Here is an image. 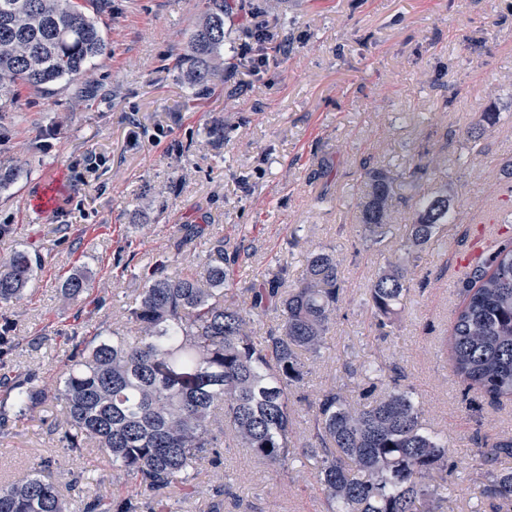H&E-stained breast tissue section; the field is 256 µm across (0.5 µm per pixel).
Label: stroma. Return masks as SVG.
I'll return each instance as SVG.
<instances>
[{
  "label": "stroma",
  "mask_w": 512,
  "mask_h": 512,
  "mask_svg": "<svg viewBox=\"0 0 512 512\" xmlns=\"http://www.w3.org/2000/svg\"><path fill=\"white\" fill-rule=\"evenodd\" d=\"M110 44L95 62L94 93L38 94L20 89L0 114V161L29 160L31 172L0 190V254L26 249L42 265L23 298L0 305V374L63 372L71 338L111 335L126 320L146 276L224 245L238 252L234 292L253 275L288 266L297 283L308 252L334 251L342 298L330 347L292 389L294 441L310 437L309 403L348 380L349 366L377 360L410 388L427 427L448 439L449 512H485L472 480L482 446L512 437V401L470 390L441 355L461 304L456 255L471 248L472 227L498 224L512 206V0H233L224 18V82L204 99L175 67L205 0H84ZM261 12L287 53L254 68L239 54L242 20ZM494 126L471 140L480 113ZM224 129L222 142L208 135ZM96 167L84 164L88 155ZM394 178L397 232L371 244L359 221L364 173ZM52 187L54 207L34 210L33 196ZM452 191L451 218L410 270L400 322L382 335L367 303L381 266L395 260L401 225L422 198ZM203 236L187 240L182 225ZM89 288L63 302L66 278ZM55 402L0 427V483L49 458L50 481L74 507L89 495L149 496L113 473L104 449L68 448ZM204 465L185 512H325L315 465L250 460L221 448Z\"/></svg>",
  "instance_id": "stroma-1"
}]
</instances>
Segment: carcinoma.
<instances>
[{"instance_id":"obj_1","label":"carcinoma","mask_w":512,"mask_h":512,"mask_svg":"<svg viewBox=\"0 0 512 512\" xmlns=\"http://www.w3.org/2000/svg\"><path fill=\"white\" fill-rule=\"evenodd\" d=\"M229 0H207L176 66L199 97L224 82V16ZM109 52L98 21L79 0H0V112L19 88L51 93L87 82ZM360 223L375 243L391 232V184L382 169L365 172ZM448 190L426 199L405 225L403 254L379 269L369 291L378 326H392L409 289V267L448 223ZM41 265L16 250L0 257V303L20 299ZM224 246L201 259V271L152 274L128 309L135 334L117 330L75 343L71 364L53 383L33 374L11 382L13 413L23 418L48 399L67 426L73 449L94 444L112 457V471L140 481L151 512H182L202 462L232 441L250 458L282 465L295 447L289 389L304 382L306 361L327 348L340 301L336 256L324 249L305 258V274L255 278L248 305L224 288ZM88 288L69 277L62 297ZM270 312L278 330L259 340L254 324ZM443 352L472 389L492 400L512 399V241L476 266L463 286ZM360 406L343 385L323 390L312 405L313 432L302 453L319 460L317 478L327 512H443L441 481L448 440L427 430L422 407L395 381ZM492 512H512V470L474 469ZM0 512H72L42 469L0 486ZM83 512H137L121 499L87 498Z\"/></svg>"}]
</instances>
